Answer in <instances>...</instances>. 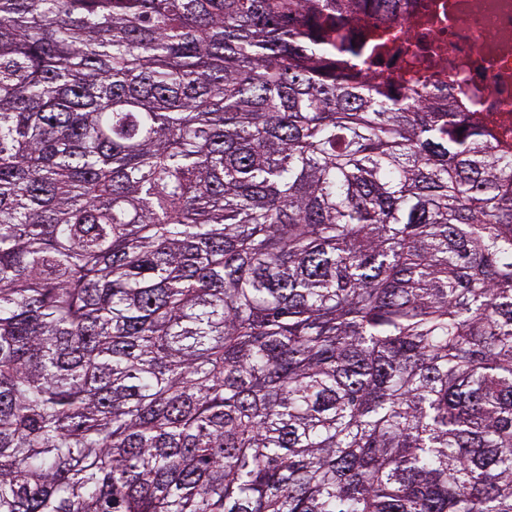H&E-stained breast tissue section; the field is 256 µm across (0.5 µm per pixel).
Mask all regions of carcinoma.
Here are the masks:
<instances>
[{"mask_svg":"<svg viewBox=\"0 0 512 512\" xmlns=\"http://www.w3.org/2000/svg\"><path fill=\"white\" fill-rule=\"evenodd\" d=\"M319 0H0V512H512V153Z\"/></svg>","mask_w":512,"mask_h":512,"instance_id":"carcinoma-1","label":"carcinoma"}]
</instances>
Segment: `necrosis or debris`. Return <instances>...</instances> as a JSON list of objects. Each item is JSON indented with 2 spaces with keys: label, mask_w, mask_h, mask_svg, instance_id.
Instances as JSON below:
<instances>
[{
  "label": "necrosis or debris",
  "mask_w": 512,
  "mask_h": 512,
  "mask_svg": "<svg viewBox=\"0 0 512 512\" xmlns=\"http://www.w3.org/2000/svg\"><path fill=\"white\" fill-rule=\"evenodd\" d=\"M336 37L361 49L363 76L404 75L424 100L512 127V0H364Z\"/></svg>",
  "instance_id": "obj_1"
}]
</instances>
